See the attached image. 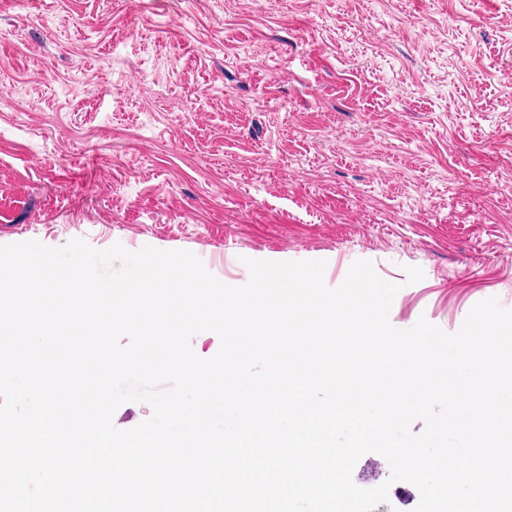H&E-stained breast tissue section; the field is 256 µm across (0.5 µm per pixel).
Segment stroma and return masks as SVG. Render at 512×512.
<instances>
[{"instance_id": "stroma-1", "label": "stroma", "mask_w": 512, "mask_h": 512, "mask_svg": "<svg viewBox=\"0 0 512 512\" xmlns=\"http://www.w3.org/2000/svg\"><path fill=\"white\" fill-rule=\"evenodd\" d=\"M76 238L512 309V0H0V245Z\"/></svg>"}]
</instances>
